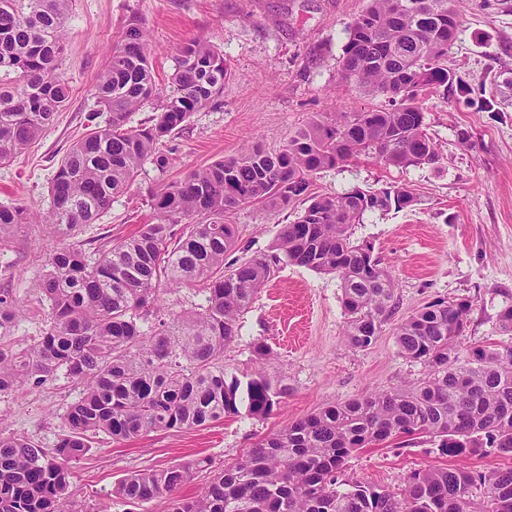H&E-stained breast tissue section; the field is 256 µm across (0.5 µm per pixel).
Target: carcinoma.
<instances>
[{
  "instance_id": "cac0c4a2",
  "label": "carcinoma",
  "mask_w": 512,
  "mask_h": 512,
  "mask_svg": "<svg viewBox=\"0 0 512 512\" xmlns=\"http://www.w3.org/2000/svg\"><path fill=\"white\" fill-rule=\"evenodd\" d=\"M369 0L347 29L342 79L384 108L318 115L278 153L253 145L237 155L161 184L151 195L155 222L124 239L102 237L99 257L68 244L57 249L34 291L50 305L49 325L20 348L12 336L23 309L0 289V395L63 373L82 396L67 407L53 451L0 433V512H100L68 504V463L104 433L130 440L157 431L207 427L239 414L270 415L288 382L262 369L239 378L224 371V349L274 273L288 265L334 274L343 283L348 336L369 348L396 305L392 271L367 240L354 237L365 213L415 204L411 189L311 192L318 172L359 156L385 168L432 166L440 154L425 128L424 104L441 92L495 111L485 84L474 88L445 61L461 25L457 0ZM70 0H0V162L45 133L69 97L59 71ZM229 75L224 55L197 37L179 50L173 90L156 83L142 22L132 18L95 87L104 123L74 142L49 182L50 211L0 205L7 231L40 224L70 237L95 224L150 162L164 170L159 145L191 116L220 101ZM158 102L148 122L131 114ZM305 205L267 250L226 261L235 249L230 215L248 204ZM200 286L205 305L162 314L170 287ZM469 302H434L397 327L400 353L427 366L421 381L329 405L254 442L212 475L193 497L179 491L211 462L177 463L135 473L116 493L131 504L169 497V512H512V466L414 471L398 492L341 479L347 459L402 436L441 438L458 460L495 448L512 457V343L458 350ZM484 489L479 499L476 489Z\"/></svg>"
}]
</instances>
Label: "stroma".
<instances>
[{
	"label": "stroma",
	"instance_id": "obj_1",
	"mask_svg": "<svg viewBox=\"0 0 512 512\" xmlns=\"http://www.w3.org/2000/svg\"><path fill=\"white\" fill-rule=\"evenodd\" d=\"M367 5L368 0H71L61 66L68 102L25 153L0 164V204L47 212L49 180L67 149L86 134L87 115L98 108L95 85L130 18H139L147 30L162 89L171 86L180 47L197 36L222 51L231 78L220 106L194 113L186 129L163 144L167 169L145 164L98 226L75 236L90 255L98 227L122 238L154 222L149 196L158 184L234 156L251 143L278 151L319 113L376 107L375 99L340 76L347 29ZM459 9L460 33L447 65L468 81L496 88V111L430 97L425 124L440 149L437 166L401 170L361 157L314 179L320 195L403 184L416 196L414 206L366 213L355 227L356 238L372 242L396 279V308L375 342L365 350L350 345L338 277L281 268L243 315L239 338L224 351V368L238 375L251 371L253 345L265 343L272 355L268 371L287 376L288 397L264 419L230 416L205 429L159 431L121 443L100 437L70 465L72 501L89 512L102 504L109 512H168L167 498L133 511L113 491L131 474L174 463L205 458L223 466L257 438L325 406L424 379L427 367L400 354L395 329L432 302L470 303L460 350L500 341L498 313L512 301V0H460ZM298 213L295 206L240 208L231 216L238 249L266 250ZM61 244L40 225L23 224L0 248V288L11 289L26 308L14 329L19 344L44 332L49 305L32 285ZM81 392L62 375L38 387L22 385L0 396V431L52 449L67 407ZM451 464L438 438L417 435L355 452L343 476L396 492L412 472Z\"/></svg>",
	"mask_w": 512,
	"mask_h": 512
}]
</instances>
